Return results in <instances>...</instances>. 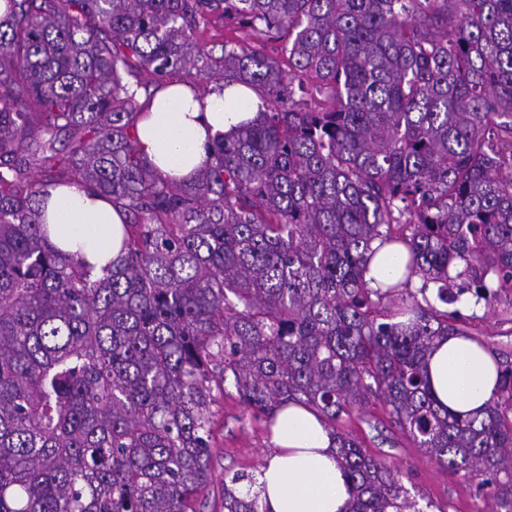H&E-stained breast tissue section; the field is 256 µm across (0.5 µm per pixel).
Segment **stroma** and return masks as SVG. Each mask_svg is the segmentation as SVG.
Segmentation results:
<instances>
[{
	"label": "stroma",
	"instance_id": "35a3bbf8",
	"mask_svg": "<svg viewBox=\"0 0 512 512\" xmlns=\"http://www.w3.org/2000/svg\"><path fill=\"white\" fill-rule=\"evenodd\" d=\"M471 335L486 346L499 367H512V309L499 304L488 309L462 296L454 305ZM339 430L357 437L365 448L381 458L411 494L431 501L428 512H491L493 489L478 486L463 474L452 473L414 447L391 426L384 401L370 399L341 415ZM391 436L392 444L380 443L377 431ZM269 420L246 409L234 388H227L216 407L211 438V482L200 512H224V482L234 474L255 475L271 452Z\"/></svg>",
	"mask_w": 512,
	"mask_h": 512
}]
</instances>
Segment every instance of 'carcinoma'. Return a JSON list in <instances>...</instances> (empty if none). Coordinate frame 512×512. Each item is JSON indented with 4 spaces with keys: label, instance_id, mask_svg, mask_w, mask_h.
<instances>
[{
    "label": "carcinoma",
    "instance_id": "1",
    "mask_svg": "<svg viewBox=\"0 0 512 512\" xmlns=\"http://www.w3.org/2000/svg\"><path fill=\"white\" fill-rule=\"evenodd\" d=\"M0 20V512H196L214 391L332 429L348 512H422L357 438L370 398L512 512V368L482 418L437 405L451 305L512 306V0H4ZM284 42L220 52L211 18ZM244 84L257 120L189 182L136 122L157 89ZM41 174V179L33 173ZM82 183L126 216L103 276L48 241L41 196ZM405 280L369 287L380 248ZM421 280L410 291L412 279ZM224 485V512H259Z\"/></svg>",
    "mask_w": 512,
    "mask_h": 512
}]
</instances>
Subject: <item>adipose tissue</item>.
<instances>
[{"mask_svg": "<svg viewBox=\"0 0 512 512\" xmlns=\"http://www.w3.org/2000/svg\"><path fill=\"white\" fill-rule=\"evenodd\" d=\"M259 106L240 84L215 89L201 101L186 85H168L139 116L138 150L162 178L191 180L209 162L215 135L254 121ZM48 193L43 219L49 240L63 253L81 255L94 274H101L119 255L123 213L108 197L82 185L56 186ZM426 367L441 407L463 417L485 413L498 364L483 345L441 339L428 353ZM271 431L273 451L255 483L261 512H348L350 487L320 416L291 402L277 412Z\"/></svg>", "mask_w": 512, "mask_h": 512, "instance_id": "obj_1", "label": "adipose tissue"}]
</instances>
